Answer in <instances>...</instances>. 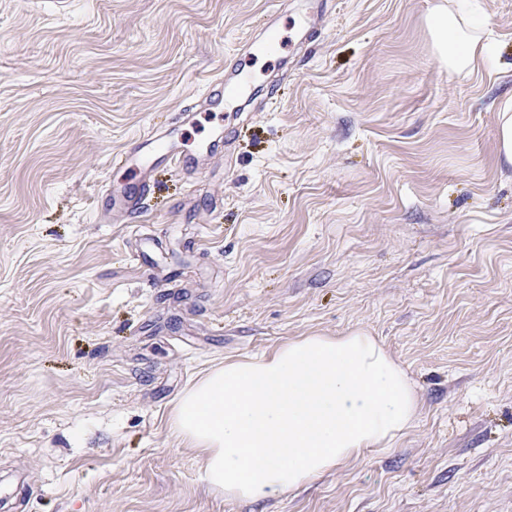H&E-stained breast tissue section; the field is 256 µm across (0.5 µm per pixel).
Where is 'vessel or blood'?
<instances>
[{
  "instance_id": "vessel-or-blood-1",
  "label": "vessel or blood",
  "mask_w": 512,
  "mask_h": 512,
  "mask_svg": "<svg viewBox=\"0 0 512 512\" xmlns=\"http://www.w3.org/2000/svg\"><path fill=\"white\" fill-rule=\"evenodd\" d=\"M123 160L145 190L151 187L155 164L165 163L180 169L193 168L198 164L194 154L181 149L178 131L174 128L156 136L144 137L137 151L125 153Z\"/></svg>"
}]
</instances>
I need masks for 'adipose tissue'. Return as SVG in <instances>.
I'll list each match as a JSON object with an SVG mask.
<instances>
[{
    "instance_id": "1",
    "label": "adipose tissue",
    "mask_w": 512,
    "mask_h": 512,
    "mask_svg": "<svg viewBox=\"0 0 512 512\" xmlns=\"http://www.w3.org/2000/svg\"><path fill=\"white\" fill-rule=\"evenodd\" d=\"M488 20L435 8L428 27L450 74L472 73ZM412 381L368 333L309 335L225 362L180 397L171 426L226 498L260 501L308 484L367 448H392L415 422Z\"/></svg>"
}]
</instances>
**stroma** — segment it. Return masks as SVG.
<instances>
[{
	"label": "stroma",
	"mask_w": 512,
	"mask_h": 512,
	"mask_svg": "<svg viewBox=\"0 0 512 512\" xmlns=\"http://www.w3.org/2000/svg\"><path fill=\"white\" fill-rule=\"evenodd\" d=\"M442 0H0V512H512V0L449 74ZM283 40L249 57L270 13ZM247 104L207 107L218 75ZM200 170L135 213L114 157L180 112ZM376 336L421 403L393 448L225 499L170 425L204 371L299 336ZM318 3L313 4L310 19L306 21L305 25L299 31V38L301 43H306L312 40L315 36L318 27L324 24V18L326 15L324 0H311ZM498 158L501 164L512 166V93L498 105Z\"/></svg>",
	"instance_id": "35a3bbf8"
}]
</instances>
